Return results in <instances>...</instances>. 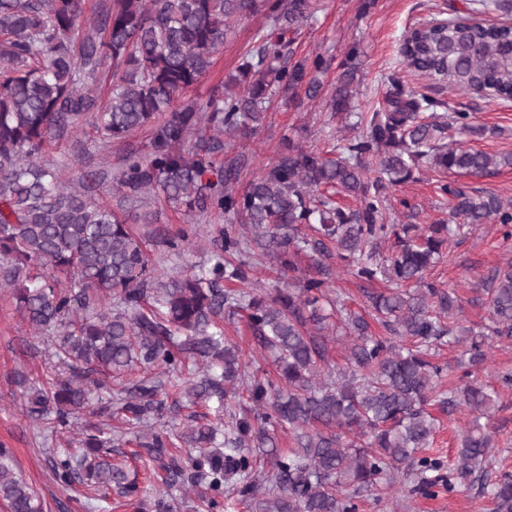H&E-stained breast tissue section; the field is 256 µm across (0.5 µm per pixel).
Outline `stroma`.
Masks as SVG:
<instances>
[{"instance_id":"1","label":"stroma","mask_w":512,"mask_h":512,"mask_svg":"<svg viewBox=\"0 0 512 512\" xmlns=\"http://www.w3.org/2000/svg\"><path fill=\"white\" fill-rule=\"evenodd\" d=\"M470 0H319L313 20L298 30L291 45L294 59L322 56L318 75L324 89L333 91L350 49H357L358 72L354 87L357 111L383 108L394 83L449 103L468 112L472 124L484 128L479 137L464 139L467 147L492 155L512 156V101L504 102L483 94L463 93L436 85L406 68L400 54L406 32L424 21L452 15L469 16ZM263 14L232 21L224 46L215 57L210 73L190 91V98L207 97L221 81L235 74L251 48L257 33L268 30ZM345 119L330 111L325 96L309 99L298 94L295 100L279 101L270 110L260 129L250 139L225 138L224 152L216 165H226L245 153L250 162L241 180L269 166L287 144L323 150L346 135ZM448 181L480 192L512 199V166L474 176L464 172L448 174ZM386 221L390 224H441L448 220V199L440 191L438 175L414 170L407 182L387 189ZM512 262V241H504L497 225L464 227L448 244L442 263L427 272L428 280L440 288L452 289L463 301L461 318L465 325L486 324L488 306L477 288L480 274ZM49 336L36 334L0 294V443L11 448L25 479L37 490L44 512H154L153 496L142 507L112 497L111 507L99 501H85L78 487H63L48 470L51 449L79 442V425L88 421V410L78 414V424L49 431L34 423L25 410L26 397L15 379L26 374L31 384L48 387L66 378V370L51 356ZM490 426L499 446L497 465L512 472V389L500 390L499 408ZM407 512H490L477 488H459L433 499L405 496Z\"/></svg>"}]
</instances>
